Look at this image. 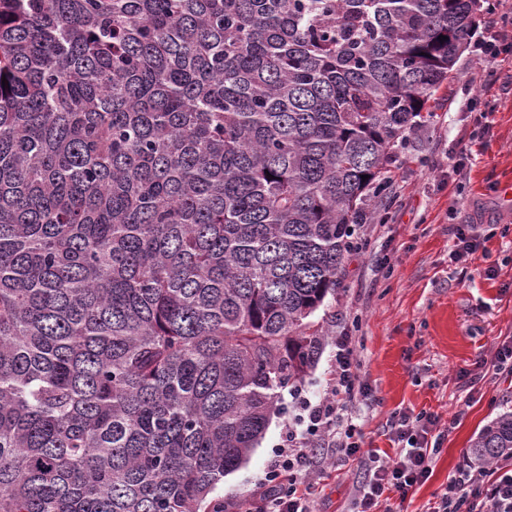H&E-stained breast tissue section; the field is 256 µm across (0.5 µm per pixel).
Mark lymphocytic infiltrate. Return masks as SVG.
<instances>
[{
    "instance_id": "obj_1",
    "label": "lymphocytic infiltrate",
    "mask_w": 512,
    "mask_h": 512,
    "mask_svg": "<svg viewBox=\"0 0 512 512\" xmlns=\"http://www.w3.org/2000/svg\"><path fill=\"white\" fill-rule=\"evenodd\" d=\"M372 399L360 376L352 335L337 337L334 376L324 396L303 401L300 427H287L257 499L245 503L244 512H317L311 477L322 465L343 459L362 470L351 512H402L409 495L432 474L440 419L427 411L391 412L386 427L395 450L383 456L378 449L363 448L353 422L356 405ZM429 512H512V456L489 470L462 461Z\"/></svg>"
}]
</instances>
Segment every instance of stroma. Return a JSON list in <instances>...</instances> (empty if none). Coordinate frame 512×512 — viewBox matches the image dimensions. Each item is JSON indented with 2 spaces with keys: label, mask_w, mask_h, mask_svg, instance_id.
Returning a JSON list of instances; mask_svg holds the SVG:
<instances>
[{
  "label": "stroma",
  "mask_w": 512,
  "mask_h": 512,
  "mask_svg": "<svg viewBox=\"0 0 512 512\" xmlns=\"http://www.w3.org/2000/svg\"><path fill=\"white\" fill-rule=\"evenodd\" d=\"M489 114L484 138L470 139V98ZM429 122L406 131L396 164L371 190L375 220L354 227L359 248L345 259L344 286L314 319L325 332L320 358L300 391L281 392L280 413L247 463L212 491L218 501L253 497L298 396L319 400L329 378L333 343L342 330L355 340L361 376L375 399L355 408L365 447L391 450L386 419L397 409L429 411L453 427L435 457L433 474L404 505L427 512L433 496L467 457L475 435L512 412V376L468 391L462 371L512 336V53L491 62L467 51L428 104ZM471 151L465 177L443 179L452 151ZM455 224L481 225L482 248L451 262ZM359 472L355 462L328 468L319 512H349Z\"/></svg>",
  "instance_id": "obj_1"
}]
</instances>
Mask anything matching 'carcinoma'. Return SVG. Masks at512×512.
Instances as JSON below:
<instances>
[{"instance_id": "obj_1", "label": "carcinoma", "mask_w": 512, "mask_h": 512, "mask_svg": "<svg viewBox=\"0 0 512 512\" xmlns=\"http://www.w3.org/2000/svg\"><path fill=\"white\" fill-rule=\"evenodd\" d=\"M491 8L0 0V512H200Z\"/></svg>"}]
</instances>
